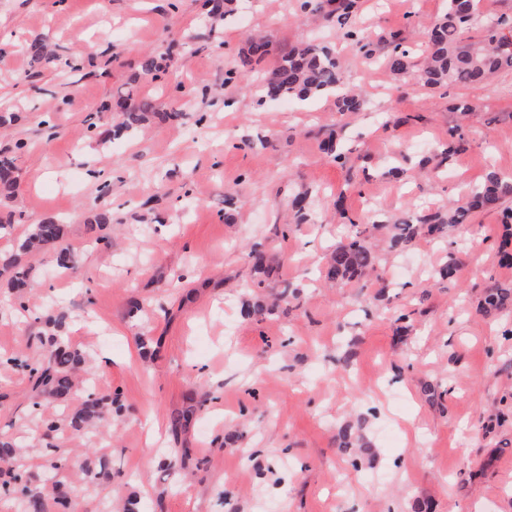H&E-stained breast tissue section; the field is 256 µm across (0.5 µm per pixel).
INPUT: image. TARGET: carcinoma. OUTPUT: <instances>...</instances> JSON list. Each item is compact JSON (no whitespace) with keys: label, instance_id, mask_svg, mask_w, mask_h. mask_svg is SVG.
<instances>
[{"label":"carcinoma","instance_id":"obj_1","mask_svg":"<svg viewBox=\"0 0 512 512\" xmlns=\"http://www.w3.org/2000/svg\"><path fill=\"white\" fill-rule=\"evenodd\" d=\"M359 0H301L300 9L315 8L324 25L336 31V37L353 42L369 58L374 57L378 40L358 23ZM384 42L389 46L385 60L387 75L399 80L412 72L413 50L404 44L399 32H392ZM271 40L263 36L248 39L247 51L238 56V63L225 72L229 83L244 75L252 61H260L270 54ZM29 53L36 60L47 64L56 61L48 46L39 41L29 45ZM424 64L417 77L429 92L450 86L479 87L502 73H512V26L506 19L490 10L481 11V0H446L443 14L433 23L426 42ZM256 93L264 99H318L333 96L336 105L345 112H354L364 104L360 94L345 91L342 66L335 49L316 38L301 41L281 53L275 68L268 71L264 80L256 85ZM154 113L152 100L141 98L132 108L119 113V121L106 131V137L120 138L137 131ZM27 144L15 142L13 148L0 150V200L13 197L18 183L16 155L24 152ZM322 151L337 163H344L345 154L340 141L334 137L325 140ZM512 196V177L496 170L488 171L483 180L462 200L433 212H418L413 218L392 225V245L406 244L419 236L442 232L446 224L466 225L475 213L501 210V223L512 228V208H501ZM298 223L312 220L313 206L306 191L296 194L289 202ZM12 217L0 220V238L13 242V252L0 257V275L9 276L14 289L31 287L30 271L19 264L22 255L35 253L46 247L56 249L55 261L60 270H72L80 264V254L66 242L65 224L56 218H47L29 226L24 235H13ZM247 258L258 273L270 275L273 267L268 264L267 249L257 242L250 246ZM377 254L366 244L361 232L349 236L347 243L336 249L321 271L322 277L336 285L345 284L355 276L374 268ZM512 298V290L495 288L487 292L484 304L488 311L497 310ZM66 315L58 308L45 320L46 331L38 336L44 351L40 359L31 360L22 355L0 358V365H11L28 371L32 384V412L40 416L42 436L50 437L59 430L57 414L48 412L55 402H67L80 390L77 370L86 363L85 356L71 347L63 335ZM195 409L190 408L174 419L173 439L176 448L167 458V465L185 464L189 450L180 446L178 428L189 423ZM122 415V407L110 393L86 395L72 414L63 421L82 436L96 430L99 425ZM362 424L345 425L339 434L340 447L349 450L352 466H357L367 448L363 447ZM68 464V457L56 448L49 453L43 465L39 483L31 482L25 468L24 448L11 438H0V487L13 490L16 512H47L45 493L57 489L55 512H69L73 494L62 489L59 476ZM89 477L87 488L98 489L112 484V466L106 461L95 465L85 464Z\"/></svg>","mask_w":512,"mask_h":512}]
</instances>
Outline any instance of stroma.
Masks as SVG:
<instances>
[{"mask_svg":"<svg viewBox=\"0 0 512 512\" xmlns=\"http://www.w3.org/2000/svg\"><path fill=\"white\" fill-rule=\"evenodd\" d=\"M202 3L0 0V113L15 115L0 126V148L28 144L0 217L64 219L66 241L82 255L65 272L51 253L22 256L35 268L22 321L0 278V355L40 352L44 305L55 301L97 388L125 406L102 450L112 484L78 498L76 512L131 496L141 512H411L418 500L433 512H512V302L490 314L480 308L485 288L512 287L497 214L476 216L463 240L449 231L381 245L375 270L356 282L318 278L347 241L342 217L362 228L403 220L458 201L488 170L512 174V74L428 95L414 77L390 80L383 61L327 31L367 109L341 112L329 97L261 104L250 80L225 82L227 63L248 33L264 31L273 49L255 70H271L280 50L314 29L313 17L294 0H237L210 24ZM360 5L369 31H398L414 46L444 0ZM37 39L58 64L31 58ZM88 42L100 52L84 60ZM149 55L175 62L147 81L140 61ZM131 87L178 120L101 142ZM462 100L472 111H456ZM46 112L54 131L40 124ZM91 123L97 136L87 134ZM459 127L465 151L428 175L422 161ZM332 130L349 151L345 164L320 149ZM401 147L407 159L397 158ZM303 190L321 201L316 224L294 223L288 210ZM101 212L112 218L108 247L94 243ZM255 241L266 243L278 280L262 283L251 271ZM451 257L454 280L428 286L425 266ZM287 285L299 288V303L259 322L242 317V300L268 304ZM135 301L142 310L133 316ZM142 332L152 338L143 350L135 344ZM197 394L210 400L185 432L191 457L175 471L161 449L173 444L172 417ZM30 395L23 370L0 368V436L22 434ZM360 417L376 458L355 470L336 435ZM54 442L73 461L64 487H83L89 441L64 429Z\"/></svg>","mask_w":512,"mask_h":512,"instance_id":"35a3bbf8","label":"stroma"}]
</instances>
